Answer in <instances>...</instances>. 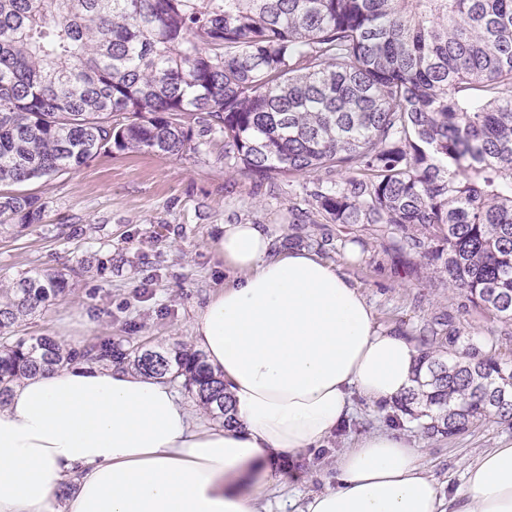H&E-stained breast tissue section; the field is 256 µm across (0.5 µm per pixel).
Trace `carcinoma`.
Masks as SVG:
<instances>
[{"label":"carcinoma","mask_w":512,"mask_h":512,"mask_svg":"<svg viewBox=\"0 0 512 512\" xmlns=\"http://www.w3.org/2000/svg\"><path fill=\"white\" fill-rule=\"evenodd\" d=\"M261 179L310 193L336 224H388L469 300L512 322V0H0V229L42 221L15 185L114 147L200 153L194 125ZM69 292L61 270L0 283V405L47 367L163 377L228 417L202 353L14 336ZM397 426L452 437L512 421V365L433 325Z\"/></svg>","instance_id":"carcinoma-1"}]
</instances>
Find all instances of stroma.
Listing matches in <instances>:
<instances>
[{"instance_id": "35a3bbf8", "label": "stroma", "mask_w": 512, "mask_h": 512, "mask_svg": "<svg viewBox=\"0 0 512 512\" xmlns=\"http://www.w3.org/2000/svg\"><path fill=\"white\" fill-rule=\"evenodd\" d=\"M308 178L261 182L225 157L221 137L200 154L101 153L79 171L26 185L41 196V223L22 234L0 233V280L76 268L68 296L25 322L20 336L67 333L81 346L108 340L132 346L189 344V324L228 274L210 248L218 227L260 224L281 248L307 247L336 264L375 311L380 329L415 336L434 317L448 316L464 341L495 349L512 364V322L474 306L448 287L417 253L402 249L383 224H332L306 198ZM391 408L356 399L348 424L282 473L279 501L303 500L332 475L351 441L390 425ZM512 440V425L491 418L458 437L419 436L423 465L442 491L463 483L466 463Z\"/></svg>"}]
</instances>
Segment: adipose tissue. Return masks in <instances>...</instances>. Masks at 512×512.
<instances>
[{"mask_svg": "<svg viewBox=\"0 0 512 512\" xmlns=\"http://www.w3.org/2000/svg\"><path fill=\"white\" fill-rule=\"evenodd\" d=\"M272 243L263 225H220L210 245L231 278L190 324L231 422L114 364L32 375L0 405V512H269L279 462L322 447L354 398L403 396L417 342L378 330L359 288L313 249ZM422 455L397 430L361 435L296 512H512V441L468 463L448 494Z\"/></svg>", "mask_w": 512, "mask_h": 512, "instance_id": "adipose-tissue-1", "label": "adipose tissue"}]
</instances>
